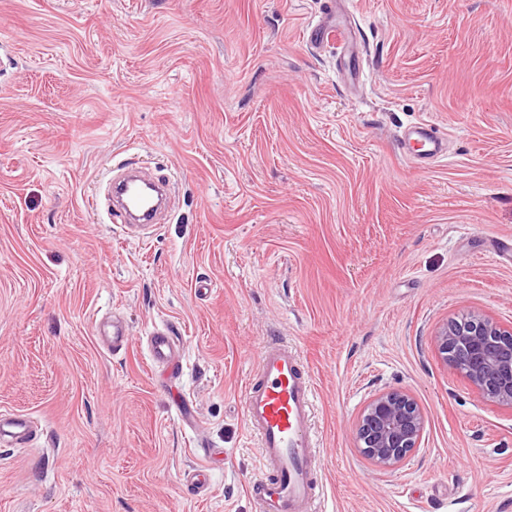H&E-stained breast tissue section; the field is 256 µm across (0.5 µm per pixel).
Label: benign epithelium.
<instances>
[{
  "label": "benign epithelium",
  "instance_id": "obj_1",
  "mask_svg": "<svg viewBox=\"0 0 512 512\" xmlns=\"http://www.w3.org/2000/svg\"><path fill=\"white\" fill-rule=\"evenodd\" d=\"M445 363L481 396L512 407V326L470 312L446 323L436 336ZM424 416L407 391L382 392L366 403L356 425L358 447L379 467L399 465L420 447Z\"/></svg>",
  "mask_w": 512,
  "mask_h": 512
}]
</instances>
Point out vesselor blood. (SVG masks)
I'll use <instances>...</instances> for the list:
<instances>
[{
    "label": "vessel or blood",
    "mask_w": 512,
    "mask_h": 512,
    "mask_svg": "<svg viewBox=\"0 0 512 512\" xmlns=\"http://www.w3.org/2000/svg\"><path fill=\"white\" fill-rule=\"evenodd\" d=\"M340 0H322L320 17L309 26L311 43H338L348 57L356 55V36L338 9ZM402 156L424 166L441 157L445 140L432 124L420 122L410 126L399 141ZM95 332L110 336L113 348L129 342L125 323L96 322ZM152 360L165 367L176 366V345L166 329L155 330L149 339ZM311 379L296 350L270 342L259 353L257 374L250 377L243 395L245 422L260 441L267 473L248 485L250 496L259 512H317L322 489L317 482V459L314 436L310 428L314 406ZM28 426L26 416L0 415V439L18 440Z\"/></svg>",
    "instance_id": "obj_1"
}]
</instances>
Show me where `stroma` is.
<instances>
[{
    "label": "stroma",
    "instance_id": "35a3bbf8",
    "mask_svg": "<svg viewBox=\"0 0 512 512\" xmlns=\"http://www.w3.org/2000/svg\"><path fill=\"white\" fill-rule=\"evenodd\" d=\"M348 2L354 91L305 42L320 0H0V408L33 416L0 512H257L242 394L274 336L316 389L323 512H512V409L435 344L512 324V0ZM420 121L448 144L426 170L397 150ZM130 159L172 189L132 229L90 204ZM172 324L171 373L147 337ZM392 389L425 428L381 469L355 422ZM97 336H112L108 341L112 344V350L124 348L129 343V332L125 323L119 318L112 316V332L107 330L105 321L95 323Z\"/></svg>",
    "mask_w": 512,
    "mask_h": 512
}]
</instances>
